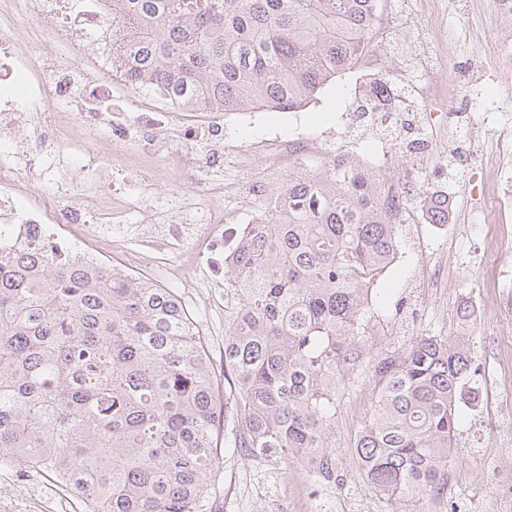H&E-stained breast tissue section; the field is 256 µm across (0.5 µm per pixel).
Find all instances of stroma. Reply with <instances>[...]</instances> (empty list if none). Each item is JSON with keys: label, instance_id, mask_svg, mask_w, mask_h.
<instances>
[{"label": "stroma", "instance_id": "stroma-1", "mask_svg": "<svg viewBox=\"0 0 512 512\" xmlns=\"http://www.w3.org/2000/svg\"><path fill=\"white\" fill-rule=\"evenodd\" d=\"M390 20L384 40L399 45L402 54L376 49L364 67L383 75L403 74L410 90L411 119L434 150L423 165L430 172L449 162L460 167V180L446 183L454 223L464 225L460 237L432 236L423 221L402 227V258L377 280L376 306L388 321L389 334L376 337L375 347L403 344L410 336L432 329L449 341L469 340L477 373L470 386L474 405L460 409L461 428L453 442L449 495H464L469 512H512L500 483L512 479V454L499 441L502 415L512 413V308L502 304L512 293V278L493 288V271L512 269V241L487 239L488 224L477 206L484 188L485 164L496 147L494 125H485L480 142L457 137L472 115L484 113L512 122V62L503 63L499 48L512 47V17L498 12L494 0H440V18L432 20L423 0H390ZM439 30H432V23ZM361 73L351 70L324 86L306 109L313 132L326 135L331 147L347 137L345 108L355 101ZM225 135L245 143L287 136L282 113H256L252 123L224 122ZM358 162L382 161L386 176L395 178L411 165L406 155H395L393 144L369 135L355 155ZM455 261L452 278L424 287L435 260ZM160 286L181 298L202 330L213 365L224 354V315L234 307L236 294L227 288H189L183 280L160 277ZM477 301L481 317L461 328V302ZM366 392L347 396L336 427V453L347 460L350 438L363 413ZM347 492L335 487L313 491L303 464L267 456L228 452L220 470L210 479L208 503L212 512H388L387 504L348 474ZM50 473L20 474L0 470V512H82L79 500H65Z\"/></svg>", "mask_w": 512, "mask_h": 512}]
</instances>
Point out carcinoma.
<instances>
[{
	"mask_svg": "<svg viewBox=\"0 0 512 512\" xmlns=\"http://www.w3.org/2000/svg\"><path fill=\"white\" fill-rule=\"evenodd\" d=\"M374 0H116L122 75L177 103L307 105L375 49ZM336 153L288 177L285 224L253 225L225 264L238 302L224 375L170 288L37 247L0 252V468L50 471L84 512H202L224 448L344 486L345 392L369 374L352 467L386 503L448 494L471 348L440 333L370 354L373 286L419 194Z\"/></svg>",
	"mask_w": 512,
	"mask_h": 512,
	"instance_id": "obj_1",
	"label": "carcinoma"
}]
</instances>
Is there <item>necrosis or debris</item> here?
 Wrapping results in <instances>:
<instances>
[{
  "instance_id": "4bbe7bcc",
  "label": "necrosis or debris",
  "mask_w": 512,
  "mask_h": 512,
  "mask_svg": "<svg viewBox=\"0 0 512 512\" xmlns=\"http://www.w3.org/2000/svg\"><path fill=\"white\" fill-rule=\"evenodd\" d=\"M24 9L45 23L43 40L61 52L35 68L16 42L14 14ZM113 0H0V142L9 146L10 161L0 165V252H19L23 244L53 241L78 258L91 244L111 247L113 253L133 251L126 266L130 276L166 268L177 261L178 272L190 280L209 273L224 275V258L233 255L249 232L246 224L224 225L225 187L211 169L232 159L239 168L260 167L272 176L299 169L305 159L328 155L325 143L303 132L296 139L248 146L224 136V114L207 108H174L167 95L120 81L112 70ZM121 85L128 112L114 115L109 131L112 160L127 180L138 183L140 194H124L116 186L87 196L70 193L65 205L34 197L38 180L65 179L70 152L92 155L99 131L102 104L111 102L112 88ZM158 99V106L138 108L140 99ZM368 106L350 122L377 126L381 112H397L401 104L386 80L379 79L362 95ZM60 132L58 154L44 162L41 153L17 147L15 131L26 125L28 137L39 136L48 124ZM498 163L485 169V192L493 203L495 220L512 210V128L497 133ZM149 159L153 168L142 167ZM178 187L185 199L176 212L163 209L155 229L132 224L128 216L139 200L152 198L159 181Z\"/></svg>"
}]
</instances>
